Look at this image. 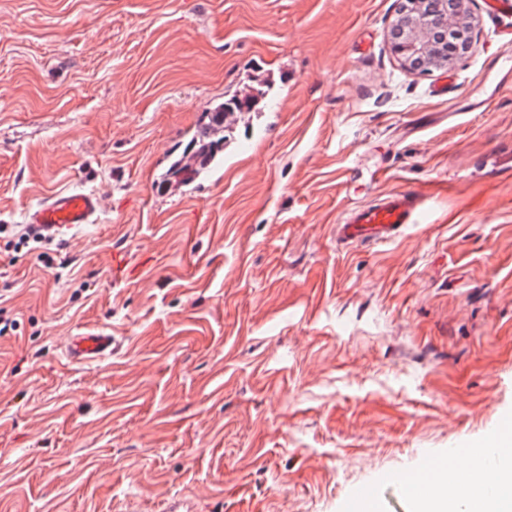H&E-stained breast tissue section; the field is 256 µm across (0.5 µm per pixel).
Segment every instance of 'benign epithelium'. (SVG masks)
<instances>
[{"instance_id":"benign-epithelium-1","label":"benign epithelium","mask_w":512,"mask_h":512,"mask_svg":"<svg viewBox=\"0 0 512 512\" xmlns=\"http://www.w3.org/2000/svg\"><path fill=\"white\" fill-rule=\"evenodd\" d=\"M432 2L433 6L429 11H415L409 30L390 43L392 54L409 73L418 70L419 63L430 57L449 37L455 40V51L447 60L449 65L465 58L477 43L476 16L470 8L472 0Z\"/></svg>"}]
</instances>
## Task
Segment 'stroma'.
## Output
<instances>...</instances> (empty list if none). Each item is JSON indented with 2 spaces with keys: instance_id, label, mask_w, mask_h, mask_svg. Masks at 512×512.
<instances>
[{
  "instance_id": "obj_1",
  "label": "stroma",
  "mask_w": 512,
  "mask_h": 512,
  "mask_svg": "<svg viewBox=\"0 0 512 512\" xmlns=\"http://www.w3.org/2000/svg\"><path fill=\"white\" fill-rule=\"evenodd\" d=\"M406 72L400 0H0V225L76 187L96 223L53 264L0 238V512H345L512 413V15ZM190 183L205 112L259 81ZM419 186L387 244L353 202ZM125 250L130 275L112 277ZM123 350L88 363L70 336ZM135 451H127V444ZM205 134L206 130L204 129L200 133L198 141L196 139L194 142L195 145L198 143L199 147L191 156L186 153L172 163L169 169L170 176L181 183L190 182L215 159L217 153L224 147L225 136L220 142H205ZM426 193L418 188L385 193L371 203L347 205L336 222V241L344 245L384 243L408 224H416ZM122 342L115 336L101 333H86L72 336L66 346V355L72 361H91L105 355L117 353Z\"/></svg>"
}]
</instances>
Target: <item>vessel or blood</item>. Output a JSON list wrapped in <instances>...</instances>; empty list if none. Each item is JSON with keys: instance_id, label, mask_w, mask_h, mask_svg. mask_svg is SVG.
I'll use <instances>...</instances> for the list:
<instances>
[{"instance_id": "b4317fda", "label": "vessel or blood", "mask_w": 512, "mask_h": 512, "mask_svg": "<svg viewBox=\"0 0 512 512\" xmlns=\"http://www.w3.org/2000/svg\"><path fill=\"white\" fill-rule=\"evenodd\" d=\"M425 199L423 190L412 188L383 194L370 203L347 205L335 226L336 240L344 245L390 241L408 225L416 223ZM101 207L96 193L81 189L63 191L27 210L24 222L46 240L66 245L79 229L96 222ZM121 347L116 337L86 333L70 339L66 354L74 361H91L117 353ZM457 479L472 488L468 508L477 512L481 495L494 488L488 472L471 469L458 473Z\"/></svg>"}]
</instances>
